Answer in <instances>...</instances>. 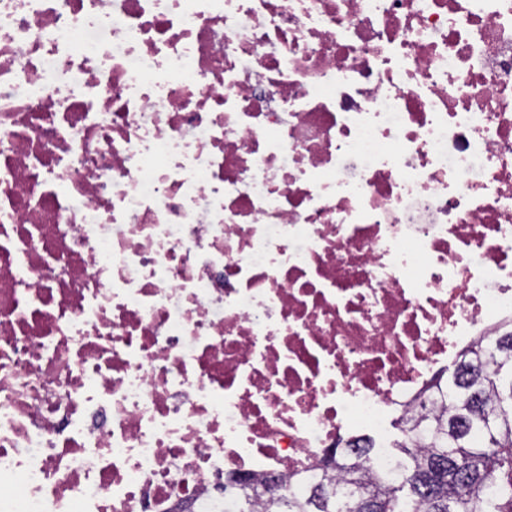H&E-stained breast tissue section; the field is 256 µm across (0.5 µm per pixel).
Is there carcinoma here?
Wrapping results in <instances>:
<instances>
[{
	"label": "carcinoma",
	"instance_id": "carcinoma-1",
	"mask_svg": "<svg viewBox=\"0 0 512 512\" xmlns=\"http://www.w3.org/2000/svg\"><path fill=\"white\" fill-rule=\"evenodd\" d=\"M436 407L399 419L391 473L369 469L368 445L325 457L305 497L268 484L224 485V512H512V330L466 347Z\"/></svg>",
	"mask_w": 512,
	"mask_h": 512
}]
</instances>
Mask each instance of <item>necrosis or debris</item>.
<instances>
[{
    "label": "necrosis or debris",
    "mask_w": 512,
    "mask_h": 512,
    "mask_svg": "<svg viewBox=\"0 0 512 512\" xmlns=\"http://www.w3.org/2000/svg\"><path fill=\"white\" fill-rule=\"evenodd\" d=\"M512 325V0H0V512H224Z\"/></svg>",
    "instance_id": "necrosis-or-debris-1"
}]
</instances>
